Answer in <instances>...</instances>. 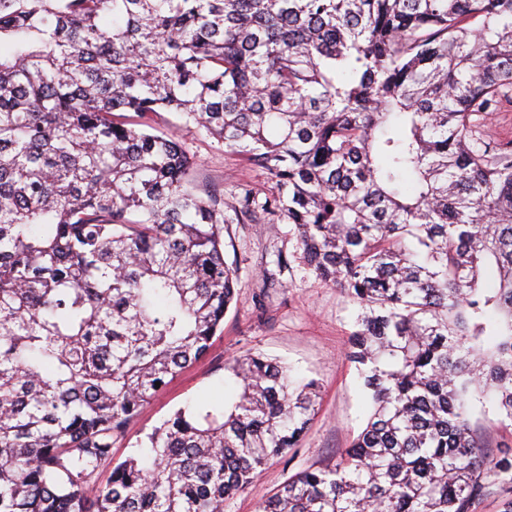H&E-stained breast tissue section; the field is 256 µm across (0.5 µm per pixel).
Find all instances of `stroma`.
<instances>
[{"mask_svg":"<svg viewBox=\"0 0 512 512\" xmlns=\"http://www.w3.org/2000/svg\"><path fill=\"white\" fill-rule=\"evenodd\" d=\"M162 130L184 139L197 156L200 182L220 185L232 196L237 183L269 190L271 182L217 140L185 133L183 118L165 113ZM291 225L228 224L224 256L238 267V300L224 317L207 355L193 363L128 421L112 443V459L97 470L102 482L114 462L141 454L148 433L186 404H222L233 392L228 366L250 352H261L292 366L298 377L318 381V412L298 448L271 460L253 484L228 500L224 512H257L266 495L310 465H334L339 452L357 435L365 413V396L353 365L345 357L353 329L354 306L338 288L303 268ZM287 267H280L279 259ZM471 423L487 456L512 450V421L492 409L474 408Z\"/></svg>","mask_w":512,"mask_h":512,"instance_id":"obj_1","label":"stroma"}]
</instances>
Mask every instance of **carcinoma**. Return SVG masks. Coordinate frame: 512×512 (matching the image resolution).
<instances>
[{
  "mask_svg": "<svg viewBox=\"0 0 512 512\" xmlns=\"http://www.w3.org/2000/svg\"><path fill=\"white\" fill-rule=\"evenodd\" d=\"M512 0H0V512H224L315 416V381L261 353L147 457L92 472L204 357L235 298L226 224H291L359 307L368 398L331 467L259 512H472L512 489L468 420H512ZM177 112L268 175L196 183ZM479 135L486 141H512V99H504L497 112H493L478 128Z\"/></svg>",
  "mask_w": 512,
  "mask_h": 512,
  "instance_id": "cac0c4a2",
  "label": "carcinoma"
}]
</instances>
